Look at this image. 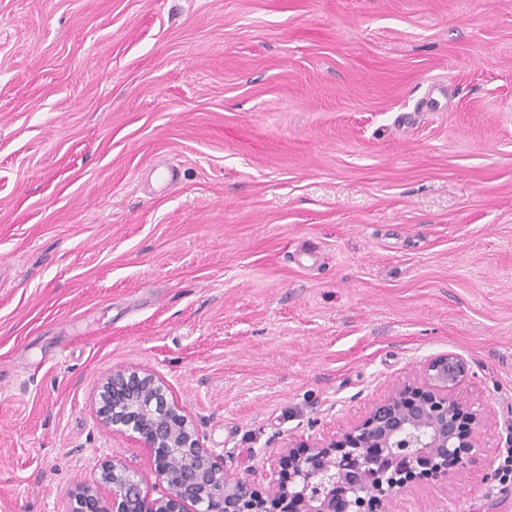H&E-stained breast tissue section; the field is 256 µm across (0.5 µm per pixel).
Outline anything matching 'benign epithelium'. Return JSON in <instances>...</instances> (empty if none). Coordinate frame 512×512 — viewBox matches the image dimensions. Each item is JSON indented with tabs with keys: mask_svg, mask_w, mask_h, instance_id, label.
<instances>
[{
	"mask_svg": "<svg viewBox=\"0 0 512 512\" xmlns=\"http://www.w3.org/2000/svg\"><path fill=\"white\" fill-rule=\"evenodd\" d=\"M466 372L455 355L436 358L417 386H390L340 436L262 448L256 455L266 464L242 477L203 446L162 376L116 370L101 385L99 423L149 449L150 467L166 488L153 498L136 472L107 460L95 466L93 482L76 488L71 512H267L270 499L281 512H390L393 499L426 476L465 482L480 466L473 434L485 415L457 392ZM450 458L457 460L451 476Z\"/></svg>",
	"mask_w": 512,
	"mask_h": 512,
	"instance_id": "1",
	"label": "benign epithelium"
}]
</instances>
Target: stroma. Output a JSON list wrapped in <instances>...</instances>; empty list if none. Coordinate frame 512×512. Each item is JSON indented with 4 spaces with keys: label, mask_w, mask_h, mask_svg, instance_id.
<instances>
[{
    "label": "stroma",
    "mask_w": 512,
    "mask_h": 512,
    "mask_svg": "<svg viewBox=\"0 0 512 512\" xmlns=\"http://www.w3.org/2000/svg\"><path fill=\"white\" fill-rule=\"evenodd\" d=\"M449 353L482 465L391 510L512 512V0H0V512L159 496L115 370L246 476Z\"/></svg>",
    "instance_id": "obj_1"
}]
</instances>
